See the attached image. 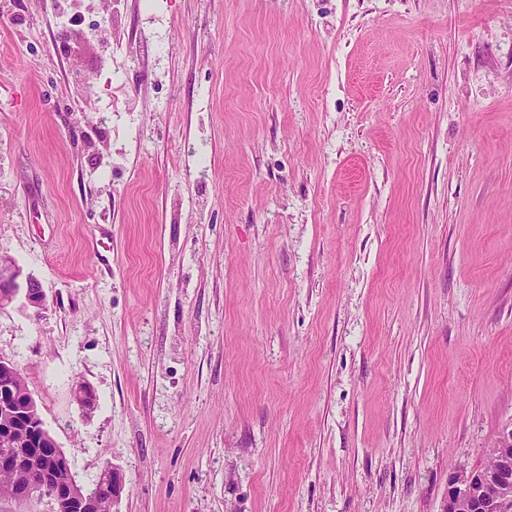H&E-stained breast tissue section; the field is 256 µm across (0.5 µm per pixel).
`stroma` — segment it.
Here are the masks:
<instances>
[{"mask_svg": "<svg viewBox=\"0 0 512 512\" xmlns=\"http://www.w3.org/2000/svg\"><path fill=\"white\" fill-rule=\"evenodd\" d=\"M0 254L112 512H443L512 424V0H0ZM22 271L15 261L8 256L0 255V309L11 305L18 299L37 310L46 305V295L40 283L32 275H26L23 280ZM105 480V484L108 488H111V497L108 492L105 491L101 476L99 474L98 479L92 489H97L99 492V503L97 512H112V500L114 501L122 488V476L119 468L112 464V462H105L100 472ZM112 498V500H111Z\"/></svg>", "mask_w": 512, "mask_h": 512, "instance_id": "stroma-1", "label": "stroma"}]
</instances>
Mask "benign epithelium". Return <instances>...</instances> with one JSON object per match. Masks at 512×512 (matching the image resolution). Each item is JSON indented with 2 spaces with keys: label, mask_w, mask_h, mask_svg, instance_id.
<instances>
[{
  "label": "benign epithelium",
  "mask_w": 512,
  "mask_h": 512,
  "mask_svg": "<svg viewBox=\"0 0 512 512\" xmlns=\"http://www.w3.org/2000/svg\"><path fill=\"white\" fill-rule=\"evenodd\" d=\"M37 310L46 305V295L40 283L31 275L22 276L15 261L0 255V309L17 300ZM18 368L0 359V435L13 439L17 448L0 455V469L18 477L12 500L27 502L34 498L50 500L52 512H96L94 492L82 488L76 480H57L58 470L66 456L56 450L57 442L45 427L37 403L28 391L15 386ZM73 400L87 414L95 406L91 387L78 381L73 386ZM489 456L495 461L491 468L463 467L448 477V507L445 512H512V426L505 427ZM111 498L118 497L122 488L119 468L107 461L101 468ZM494 493L488 494L487 488Z\"/></svg>",
  "instance_id": "obj_1"
}]
</instances>
